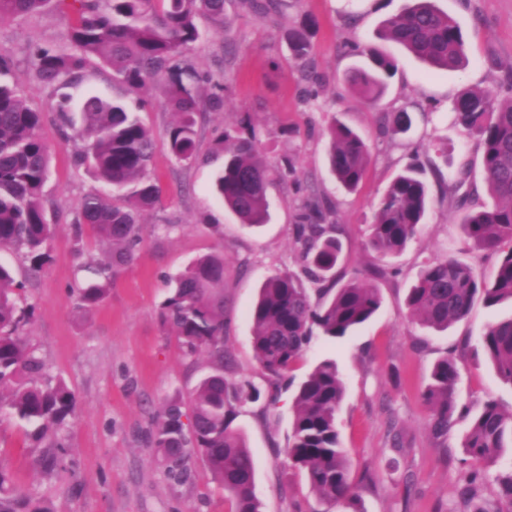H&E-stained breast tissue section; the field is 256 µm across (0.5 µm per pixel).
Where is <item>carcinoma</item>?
<instances>
[{"label": "carcinoma", "mask_w": 512, "mask_h": 512, "mask_svg": "<svg viewBox=\"0 0 512 512\" xmlns=\"http://www.w3.org/2000/svg\"><path fill=\"white\" fill-rule=\"evenodd\" d=\"M65 0H0V19L38 13ZM264 17L282 12L286 0H242ZM226 0H71L75 15L63 45L30 50L36 79L58 92L54 107L58 130L70 139L72 113L82 114V137L87 145L75 153V163L88 166L110 187L84 196L73 216L77 237L92 232L107 245L109 260L89 266L97 282L73 293L74 308L91 311L106 298L109 282L132 260L141 239L138 214L159 196L150 167L155 145L139 115L121 100L90 97L75 108L69 89L82 79L92 57L112 70L129 91L138 92L163 80L162 94L178 115L168 131V151L179 162L192 160L197 150V114L224 109V96L213 92L206 100L200 86L211 78L184 64L185 51L198 40L200 15L225 26ZM311 19L288 32L306 93L318 94L323 78L313 54ZM377 37L402 46L428 66L453 70L466 63V42L460 25L439 9L436 0H411L403 11L383 21ZM370 64L353 69L348 84L360 97L377 101L396 69L393 58L368 50ZM453 123L474 138L481 154L489 207L477 190L454 188L452 203L461 211L465 243L497 257L494 275L487 279L473 266L454 257L423 262L409 288L407 305L423 327L444 331L464 319L478 298L491 307L512 302V95L501 98L484 91L462 89L450 107ZM42 116L17 91L0 84V250L22 249L31 269L49 260L48 242L56 225L48 222L42 189L49 174V147L40 134ZM412 125L402 109L380 116V131L396 135ZM327 161L331 174L347 191L358 189L370 160V148L353 128L333 120L327 129ZM224 167L215 190L224 206L243 224L266 221L268 186L284 182L295 171L290 157L273 167L258 148L252 126L226 129ZM421 150L382 193L369 224L367 246L382 258L398 256L418 233L432 198L420 161ZM332 201L316 194L302 197L293 226V244L301 257L299 270L268 276L251 311L253 349L260 367L279 391H292L293 417L287 456L303 472L313 493L339 503L350 512L359 508L349 462L336 423L346 391L336 361L324 359L299 382L288 372L303 357L315 336L337 342L370 321L382 304L377 276H395L393 266L375 268L368 277L339 283L342 225L334 220ZM33 316V307L15 299L11 271L0 264V417L28 425L35 438L58 429L74 411L76 399L66 384L43 381L44 364L20 330ZM160 320L190 357L204 356L209 372L189 400H172L156 414L146 443L178 482L190 478V463L199 455L234 502V512H260L254 495V460L242 433L234 426L240 409L260 400L262 392L245 377L224 376V255L213 252L195 259L173 281L160 309ZM486 358L502 381L512 385V318L489 325L481 338ZM454 357L438 360L423 397L430 409V431L445 439L459 414ZM462 447L479 462L497 459L512 448V411L487 400L465 433ZM485 475L468 471L458 494L467 507L478 497ZM497 502L478 512H512V468L496 476ZM0 512H47L21 490L11 473L0 466Z\"/></svg>", "instance_id": "1"}]
</instances>
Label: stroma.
Wrapping results in <instances>:
<instances>
[{"instance_id":"35a3bbf8","label":"stroma","mask_w":512,"mask_h":512,"mask_svg":"<svg viewBox=\"0 0 512 512\" xmlns=\"http://www.w3.org/2000/svg\"><path fill=\"white\" fill-rule=\"evenodd\" d=\"M406 4L289 0L281 13L261 20L239 0H228L230 27L200 21V37L187 60L214 79L202 85V95L222 85L224 108L198 117L197 156L179 162L167 149V131L176 115L157 87L143 90L148 105L140 117L155 142L151 167L163 193L140 216L143 240L134 260L113 280L105 302L86 315L74 309L70 294L92 282L85 266L103 260L106 248L91 234L75 237L70 224L83 196L101 184L75 165L76 143L63 140L54 123L55 92L35 79L27 54L32 44L65 43L72 12L63 4L0 22V49L11 57L0 81L17 86L28 106L44 115L41 134L49 146L50 175L43 200L58 226L48 246L50 259L39 273H31L14 251H0V263L13 269L19 304L34 308L22 334L45 364V381H64L77 399L59 431L66 447L54 472L42 474L35 463L49 438L29 439L13 419L0 420V465L51 512H230L223 488L202 460H195L190 479L178 484L144 441L153 413L172 397L187 396L208 370L205 359L185 355L160 322L170 280L197 257L223 253L224 336L230 356L224 374L247 377L268 389L269 377L254 358L250 310L269 275L298 265L292 242L296 185L313 187L335 202L336 221L344 227L339 269L353 277L377 262L365 240L381 194L415 147L438 137L447 139L448 156L427 155L441 171L440 177L428 179L433 204L416 238L395 260L399 274L377 280L381 308L342 341L316 340L293 374L301 377L318 361L335 360L346 385L337 425L365 512H454L469 420L458 419L447 439H434L422 393L434 363L452 353L459 371V405L474 414L493 399L511 411L512 385L502 382L487 361L481 338L489 324L512 317V304L489 307L476 300L466 318L437 332L413 319L406 296L428 258L455 255L482 275L493 271L486 252L465 248L457 214L443 192L464 164L470 183L485 188L476 144L454 125L449 107L462 89L497 90L501 73L490 68L489 59L512 65V0H437L461 26L468 56L463 69L438 72L376 36L381 23ZM307 17L315 21L313 47L325 77L313 99L302 93L304 83L287 41L289 29ZM350 42L362 44L364 54H350ZM370 48L398 64L388 92L373 103L353 95L346 81L353 66L368 64ZM73 95L129 98L111 70L94 64L84 70ZM432 103L437 111L421 116V109ZM404 106L416 115L410 131L382 137L379 114ZM334 118L356 129L371 146L367 176L354 192L340 187L327 168L326 128ZM246 122L255 127L268 161L298 156L296 183L271 188L269 218L259 226L240 223L212 193L214 174L224 161L221 135ZM284 127L294 129V136H282ZM291 417L292 399L284 393L268 408L260 402L246 405L235 421L254 460V494L262 512H343L317 498L302 472L289 466Z\"/></svg>"}]
</instances>
